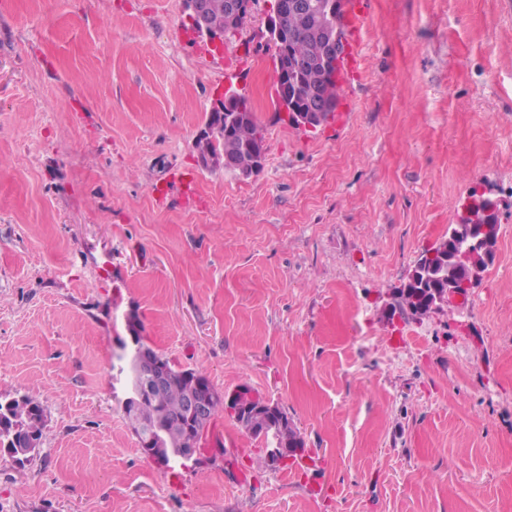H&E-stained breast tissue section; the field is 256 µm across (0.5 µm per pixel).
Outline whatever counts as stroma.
<instances>
[{
  "mask_svg": "<svg viewBox=\"0 0 512 512\" xmlns=\"http://www.w3.org/2000/svg\"><path fill=\"white\" fill-rule=\"evenodd\" d=\"M273 0L222 49L182 0L0 12V401L45 410L0 512H512V0H374L341 133L276 112ZM265 128L247 178L197 140L229 87ZM197 203L156 202L172 172ZM497 258L419 321L390 305L471 191ZM224 393L285 410L311 463L230 413L168 470L114 367L126 320ZM141 450L154 457L159 463L164 464L163 453L166 450L160 438L155 434L150 424H144L135 431Z\"/></svg>",
  "mask_w": 512,
  "mask_h": 512,
  "instance_id": "stroma-1",
  "label": "stroma"
}]
</instances>
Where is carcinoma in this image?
Listing matches in <instances>:
<instances>
[{"label":"carcinoma","instance_id":"cac0c4a2","mask_svg":"<svg viewBox=\"0 0 512 512\" xmlns=\"http://www.w3.org/2000/svg\"><path fill=\"white\" fill-rule=\"evenodd\" d=\"M227 0H208L209 23L218 30L227 26ZM317 5L316 11L310 16L290 15L281 25V36L270 31V40L275 52L288 48L294 61H306L309 66L299 69L290 75L294 80L297 102L306 98L325 93L334 101H339L340 88L338 82L326 80L321 67L312 64L317 58L320 46V35L326 28H341L338 13L329 14L322 8L326 0H311ZM238 106L243 112L249 113L250 119L244 125H230L222 120L217 125L213 137L207 141V147L213 151L225 150L233 155V163L224 171L238 175L252 170L253 158L265 148L264 129L256 120L249 100L237 95ZM456 225L448 227V237L436 242L425 250L417 259L412 270L416 285L408 291H399L394 298L393 308L405 320H421L430 313L439 310L437 299L448 290V282L457 278L458 271L463 269L462 241L455 239ZM192 381L179 379L172 383L165 396L160 400H144L139 406L140 417L151 422L158 429L164 430L175 422L181 414L186 393ZM44 428V410L40 402L29 395H23L3 404L0 402V450L7 451L11 457H19V450L34 444L40 450Z\"/></svg>","mask_w":512,"mask_h":512}]
</instances>
